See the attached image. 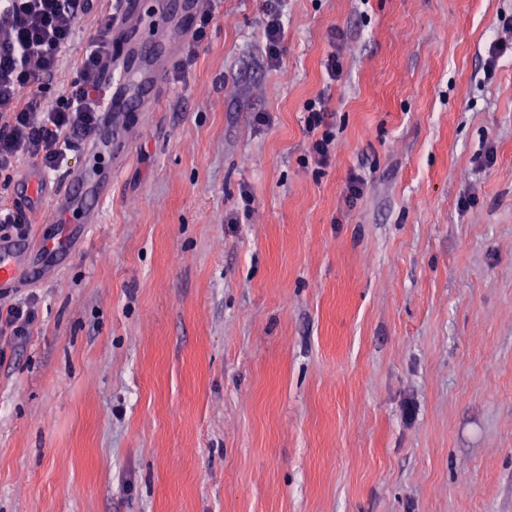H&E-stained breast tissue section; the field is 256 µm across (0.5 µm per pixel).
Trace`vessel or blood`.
<instances>
[{
	"instance_id": "obj_1",
	"label": "vessel or blood",
	"mask_w": 512,
	"mask_h": 512,
	"mask_svg": "<svg viewBox=\"0 0 512 512\" xmlns=\"http://www.w3.org/2000/svg\"><path fill=\"white\" fill-rule=\"evenodd\" d=\"M122 16L112 27L116 48L105 77L95 91L102 101L99 122L84 144L89 158L86 167L69 171L64 182H51L37 166L25 169L14 189V201L22 219L39 217L44 224H67L80 228L97 223V211L85 209L78 192L91 188L99 200L112 196L111 175H100L97 159L113 143L126 141L128 132L118 123V116L135 109L156 108L167 84L170 68L181 46L190 37L186 20L200 6L201 0H158L157 10L182 19L183 26H164L152 36L142 29L140 0H120ZM71 237L41 235L25 241L0 237V298L21 282H37L69 255Z\"/></svg>"
}]
</instances>
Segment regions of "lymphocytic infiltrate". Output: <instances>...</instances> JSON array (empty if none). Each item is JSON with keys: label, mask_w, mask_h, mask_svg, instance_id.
<instances>
[{"label": "lymphocytic infiltrate", "mask_w": 512, "mask_h": 512, "mask_svg": "<svg viewBox=\"0 0 512 512\" xmlns=\"http://www.w3.org/2000/svg\"><path fill=\"white\" fill-rule=\"evenodd\" d=\"M95 0H0V172L23 157L57 170L76 136L99 120V102L89 93L102 79L112 54L111 12H103L98 34L77 67L75 92L47 101L42 90L58 74L76 33L79 14ZM310 152L316 162L330 160V133L324 97L304 105ZM38 322L33 300L0 304V338L31 336Z\"/></svg>", "instance_id": "lymphocytic-infiltrate-1"}]
</instances>
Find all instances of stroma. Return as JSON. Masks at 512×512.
Masks as SVG:
<instances>
[{
    "instance_id": "obj_1",
    "label": "stroma",
    "mask_w": 512,
    "mask_h": 512,
    "mask_svg": "<svg viewBox=\"0 0 512 512\" xmlns=\"http://www.w3.org/2000/svg\"><path fill=\"white\" fill-rule=\"evenodd\" d=\"M266 8L219 0L99 223L17 290L0 512H512V0H282L277 67ZM305 126L310 136V154L320 165H326L330 160L329 144L330 132L327 130V109L325 98L319 95L316 99L309 100L304 105ZM37 322L38 312L31 298L8 305L0 303V339L24 340L32 336Z\"/></svg>"
}]
</instances>
